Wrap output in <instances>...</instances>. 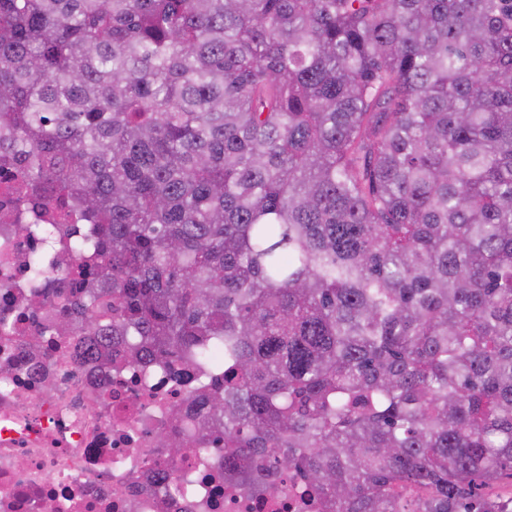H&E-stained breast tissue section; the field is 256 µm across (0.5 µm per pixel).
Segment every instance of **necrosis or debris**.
Returning <instances> with one entry per match:
<instances>
[{"mask_svg": "<svg viewBox=\"0 0 512 512\" xmlns=\"http://www.w3.org/2000/svg\"><path fill=\"white\" fill-rule=\"evenodd\" d=\"M18 168L0 167V512H320L294 480L273 497L247 495L224 480L208 445L177 459L156 432L194 437L201 408L191 369L173 379L137 367L78 363L73 336L43 333L34 288L76 296L78 270L44 255L80 241L81 224L34 235L6 224L20 204Z\"/></svg>", "mask_w": 512, "mask_h": 512, "instance_id": "obj_1", "label": "necrosis or debris"}]
</instances>
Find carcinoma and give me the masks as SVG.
<instances>
[{"label":"carcinoma","mask_w":512,"mask_h":512,"mask_svg":"<svg viewBox=\"0 0 512 512\" xmlns=\"http://www.w3.org/2000/svg\"><path fill=\"white\" fill-rule=\"evenodd\" d=\"M2 164L87 225L80 326L49 335L194 364L224 480L495 512L512 0H0Z\"/></svg>","instance_id":"cac0c4a2"}]
</instances>
